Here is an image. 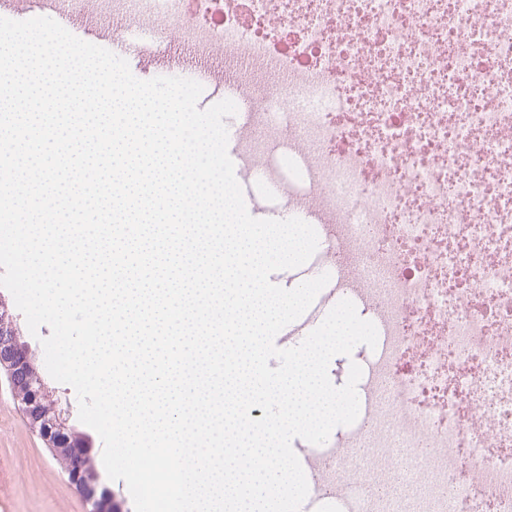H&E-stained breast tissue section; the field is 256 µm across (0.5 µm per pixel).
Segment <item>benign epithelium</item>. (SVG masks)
Instances as JSON below:
<instances>
[{"label": "benign epithelium", "instance_id": "benign-epithelium-1", "mask_svg": "<svg viewBox=\"0 0 512 512\" xmlns=\"http://www.w3.org/2000/svg\"><path fill=\"white\" fill-rule=\"evenodd\" d=\"M0 370L5 371L15 399L30 426L65 463V472L75 488L93 500L91 512H114L112 495L106 489L95 494L99 475L82 437L69 430L55 404L38 379L34 361L20 342L17 328L0 302Z\"/></svg>", "mask_w": 512, "mask_h": 512}]
</instances>
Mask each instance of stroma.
Returning a JSON list of instances; mask_svg holds the SVG:
<instances>
[{
    "label": "stroma",
    "instance_id": "1",
    "mask_svg": "<svg viewBox=\"0 0 512 512\" xmlns=\"http://www.w3.org/2000/svg\"><path fill=\"white\" fill-rule=\"evenodd\" d=\"M102 27L124 25L125 39L134 43L154 42L162 60L193 63L194 58L181 43L175 31L144 27L134 22H118L111 12L99 17ZM0 301L12 308L13 319L21 339L27 344L38 367L42 384L54 401L67 426L83 435L94 463H101L103 444L99 435L78 419V402L74 389L55 381L47 372L41 338L49 336L48 326L38 334L28 330L24 315L15 310L12 294L0 288ZM90 503L69 484L59 460L45 448L41 439L29 428L19 411L6 380H0V512H89Z\"/></svg>",
    "mask_w": 512,
    "mask_h": 512
}]
</instances>
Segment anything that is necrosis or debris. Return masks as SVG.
<instances>
[{
  "label": "necrosis or debris",
  "instance_id": "1",
  "mask_svg": "<svg viewBox=\"0 0 512 512\" xmlns=\"http://www.w3.org/2000/svg\"><path fill=\"white\" fill-rule=\"evenodd\" d=\"M111 0L223 64L241 174L315 217L359 416L295 443L306 512H512V0Z\"/></svg>",
  "mask_w": 512,
  "mask_h": 512
}]
</instances>
